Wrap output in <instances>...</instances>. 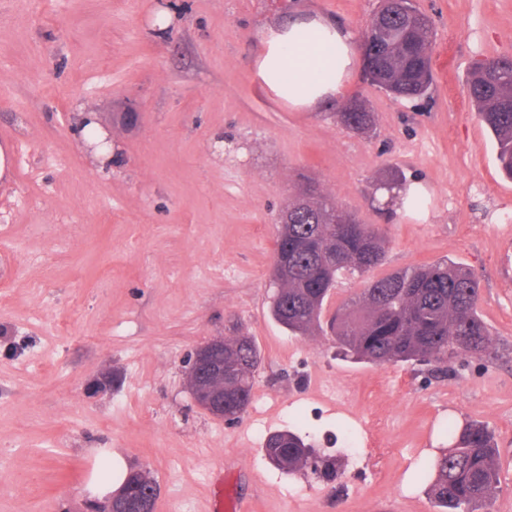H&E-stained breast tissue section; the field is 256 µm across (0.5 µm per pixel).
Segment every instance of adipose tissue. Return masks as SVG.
Returning <instances> with one entry per match:
<instances>
[{"label": "adipose tissue", "instance_id": "1", "mask_svg": "<svg viewBox=\"0 0 512 512\" xmlns=\"http://www.w3.org/2000/svg\"><path fill=\"white\" fill-rule=\"evenodd\" d=\"M253 68L255 81L293 110H306L340 95L356 65L350 33L323 16H299L265 29ZM95 467L86 490L90 499L110 504L121 492L129 466L118 452L93 449Z\"/></svg>", "mask_w": 512, "mask_h": 512}]
</instances>
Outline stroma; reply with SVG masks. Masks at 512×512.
Returning a JSON list of instances; mask_svg holds the SVG:
<instances>
[{
    "label": "stroma",
    "instance_id": "35a3bbf8",
    "mask_svg": "<svg viewBox=\"0 0 512 512\" xmlns=\"http://www.w3.org/2000/svg\"><path fill=\"white\" fill-rule=\"evenodd\" d=\"M378 5L0 0V512H89L91 448L150 470L155 512H210L228 475L243 512H435L429 463L472 420L498 445L489 510L512 512V180L467 92L474 64L512 56V0H416L434 28L417 104L359 68L339 100L297 112L253 77L265 28L319 13L359 44ZM356 99L369 132L336 114ZM89 110L112 129L111 161L74 135ZM397 172L421 203L389 214L379 187ZM307 182L386 239L377 275L473 270L492 351L375 366L325 330L281 326L277 220ZM241 335L261 364L227 423L195 405L185 365ZM347 414L379 447H344ZM278 430L335 458L337 477L273 466Z\"/></svg>",
    "mask_w": 512,
    "mask_h": 512
}]
</instances>
